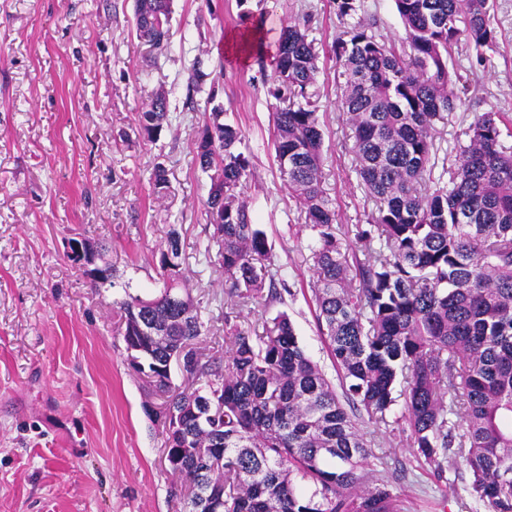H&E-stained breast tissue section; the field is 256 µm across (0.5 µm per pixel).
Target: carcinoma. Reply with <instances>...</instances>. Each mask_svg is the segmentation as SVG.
Listing matches in <instances>:
<instances>
[{
  "instance_id": "carcinoma-1",
  "label": "carcinoma",
  "mask_w": 512,
  "mask_h": 512,
  "mask_svg": "<svg viewBox=\"0 0 512 512\" xmlns=\"http://www.w3.org/2000/svg\"><path fill=\"white\" fill-rule=\"evenodd\" d=\"M347 39L336 42L346 77L355 172L376 205L355 225L373 244L365 260L344 248L323 191L322 130L313 106L318 52L308 15L279 34L270 65L274 150L312 231L317 322L340 374L342 395L304 352L280 313L257 332L224 313V362L195 343L210 331L180 270V233L161 249L152 298L120 302L123 341L134 370L165 396L145 408L162 426L164 456L180 485V512H401L384 479L369 478L371 442L355 411L375 427L407 434L414 457L442 475L464 458L470 494L487 512H512V147L503 113L475 115L454 168L438 157L435 123L461 97L448 58L460 40L471 67H486L496 44L493 0H394L405 31L399 51L371 32L367 0H333ZM170 0H135L136 37L162 55L170 44ZM208 78L193 64L188 89ZM212 112L193 143L209 174L204 207L212 230L199 245L230 282L233 310L282 300L288 271L265 231L251 222L238 188L251 169L240 128ZM180 120L159 87L135 134L155 140ZM159 198L167 170L152 171ZM184 354L183 390L169 359ZM353 411H348L347 406Z\"/></svg>"
}]
</instances>
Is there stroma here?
Here are the masks:
<instances>
[{
	"instance_id": "1",
	"label": "stroma",
	"mask_w": 512,
	"mask_h": 512,
	"mask_svg": "<svg viewBox=\"0 0 512 512\" xmlns=\"http://www.w3.org/2000/svg\"><path fill=\"white\" fill-rule=\"evenodd\" d=\"M260 12L273 24L309 15L323 188L337 223H371L376 206L354 171L337 106L344 79L334 45L344 26L332 0H171V42L159 57L133 31V0H0V512H174L176 477L144 411L150 396L129 365L118 304L157 292L173 225L193 295L211 312L224 300V277L198 262L209 178L192 142L209 112L241 128L253 154L242 193L288 269L282 301L238 314L258 328L263 316L287 312L306 354L337 381L310 300V232L275 160L271 72L221 50L228 32ZM493 24L498 39L485 69L471 71L464 43L449 62L462 92L437 126L441 150L467 143L476 114L512 115V0H495ZM197 60L220 78L215 100L188 91ZM161 85L182 120L157 140L135 139V119ZM157 162L170 182L162 199L150 183ZM75 240L105 245L94 264L112 265L114 278L93 285L68 258ZM360 429L385 458L381 474L404 512H485L467 492L465 463L437 477L418 468L405 434L366 422Z\"/></svg>"
}]
</instances>
